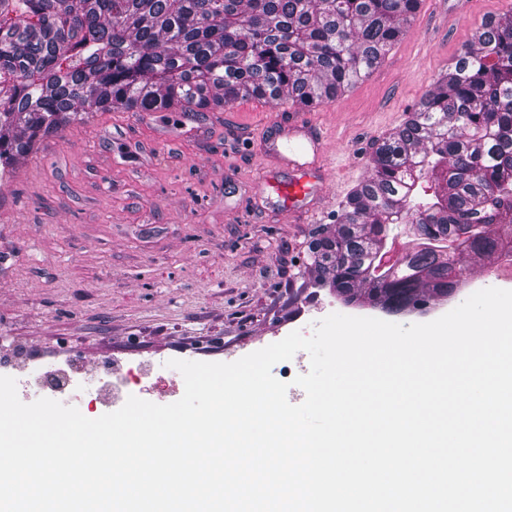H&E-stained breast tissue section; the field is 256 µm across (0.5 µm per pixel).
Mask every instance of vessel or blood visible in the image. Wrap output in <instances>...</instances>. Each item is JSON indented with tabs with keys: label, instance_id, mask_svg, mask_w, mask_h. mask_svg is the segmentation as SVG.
<instances>
[{
	"label": "vessel or blood",
	"instance_id": "vessel-or-blood-1",
	"mask_svg": "<svg viewBox=\"0 0 512 512\" xmlns=\"http://www.w3.org/2000/svg\"><path fill=\"white\" fill-rule=\"evenodd\" d=\"M285 133L281 140H270L267 130L249 139L265 161L257 183L259 194L272 195L280 216L295 224H316L327 210L347 195L356 182L357 164H349L344 176H337L328 158L334 144V129L318 124L311 112L293 105L278 119ZM286 167L287 178H279V167Z\"/></svg>",
	"mask_w": 512,
	"mask_h": 512
}]
</instances>
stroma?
<instances>
[{"label": "stroma", "mask_w": 512, "mask_h": 512, "mask_svg": "<svg viewBox=\"0 0 512 512\" xmlns=\"http://www.w3.org/2000/svg\"><path fill=\"white\" fill-rule=\"evenodd\" d=\"M503 0L459 17L421 6L369 77L313 110L336 128L330 160L371 155L397 112H415L448 60ZM276 102L220 112H102L38 138L0 186V349L24 342L32 363L156 364L132 395L170 404L184 393L172 359L230 363L293 331L311 334L333 297L311 268L312 224L281 219L258 197V157L238 139L274 119ZM458 294L398 324L433 321L499 279L503 258H463Z\"/></svg>", "instance_id": "1"}]
</instances>
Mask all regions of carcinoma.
Masks as SVG:
<instances>
[{
    "label": "carcinoma",
    "mask_w": 512,
    "mask_h": 512,
    "mask_svg": "<svg viewBox=\"0 0 512 512\" xmlns=\"http://www.w3.org/2000/svg\"><path fill=\"white\" fill-rule=\"evenodd\" d=\"M421 0H0V167L96 108L204 112L240 98L336 99L407 33ZM310 245L346 306L455 296L464 255L512 245V20L489 17L413 117L380 141ZM411 225L398 267L391 226Z\"/></svg>",
    "instance_id": "cac0c4a2"
}]
</instances>
